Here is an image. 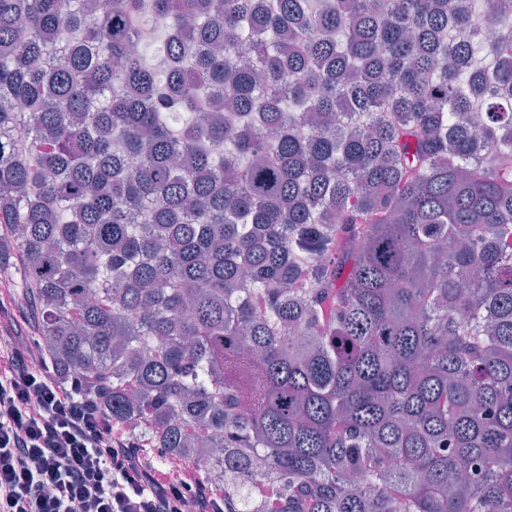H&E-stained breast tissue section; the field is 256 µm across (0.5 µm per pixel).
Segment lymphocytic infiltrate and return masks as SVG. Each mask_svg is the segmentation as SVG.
<instances>
[{
	"mask_svg": "<svg viewBox=\"0 0 512 512\" xmlns=\"http://www.w3.org/2000/svg\"><path fill=\"white\" fill-rule=\"evenodd\" d=\"M10 294L0 280V512H224L222 485L190 462L171 471L82 381L58 379L9 316Z\"/></svg>",
	"mask_w": 512,
	"mask_h": 512,
	"instance_id": "lymphocytic-infiltrate-1",
	"label": "lymphocytic infiltrate"
}]
</instances>
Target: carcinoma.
<instances>
[{
    "instance_id": "1",
    "label": "carcinoma",
    "mask_w": 512,
    "mask_h": 512,
    "mask_svg": "<svg viewBox=\"0 0 512 512\" xmlns=\"http://www.w3.org/2000/svg\"><path fill=\"white\" fill-rule=\"evenodd\" d=\"M1 260L224 512H512V0H0Z\"/></svg>"
}]
</instances>
